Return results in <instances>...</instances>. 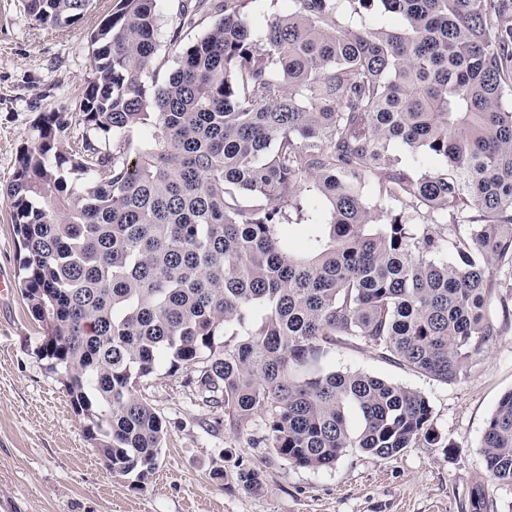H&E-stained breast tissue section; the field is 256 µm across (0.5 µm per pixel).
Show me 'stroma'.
I'll return each mask as SVG.
<instances>
[{
  "label": "stroma",
  "mask_w": 512,
  "mask_h": 512,
  "mask_svg": "<svg viewBox=\"0 0 512 512\" xmlns=\"http://www.w3.org/2000/svg\"><path fill=\"white\" fill-rule=\"evenodd\" d=\"M111 0H96L65 29L34 23L22 0H0V188L12 180L41 115L69 122L71 151L85 132L74 102L92 75L90 33ZM477 369L445 384L346 347L332 362L427 396L435 445L379 459L346 453L334 466L302 468L254 447L260 419L240 433L205 406L183 374L166 368L142 379L140 396L166 425L156 470L145 480L113 476L83 431L84 421L38 355L45 330L21 294L0 303V512H469V492L485 478L479 444L500 397L512 390V316ZM262 473L259 492L231 480L238 467Z\"/></svg>",
  "instance_id": "obj_1"
}]
</instances>
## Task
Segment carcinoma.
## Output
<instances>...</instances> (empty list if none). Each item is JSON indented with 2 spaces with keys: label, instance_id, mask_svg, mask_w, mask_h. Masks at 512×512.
I'll return each instance as SVG.
<instances>
[{
  "label": "carcinoma",
  "instance_id": "obj_1",
  "mask_svg": "<svg viewBox=\"0 0 512 512\" xmlns=\"http://www.w3.org/2000/svg\"><path fill=\"white\" fill-rule=\"evenodd\" d=\"M23 2L62 28L92 0ZM158 2L112 0L75 106L81 150L58 151L69 123L43 116L4 191L21 295L46 327L39 356L87 438L113 475L151 474L165 430L137 385L167 364L229 430L261 418L252 444L299 467L435 444L425 395L330 363L350 345L448 384L499 335L495 290L512 288V274L492 279L512 270L505 0H290L261 45L245 0H176L161 82ZM344 8L403 28L346 25ZM370 173L380 224L356 191ZM480 448L488 477L512 486V391ZM235 483L257 492L261 472ZM469 509L498 512L481 481Z\"/></svg>",
  "mask_w": 512,
  "mask_h": 512
}]
</instances>
